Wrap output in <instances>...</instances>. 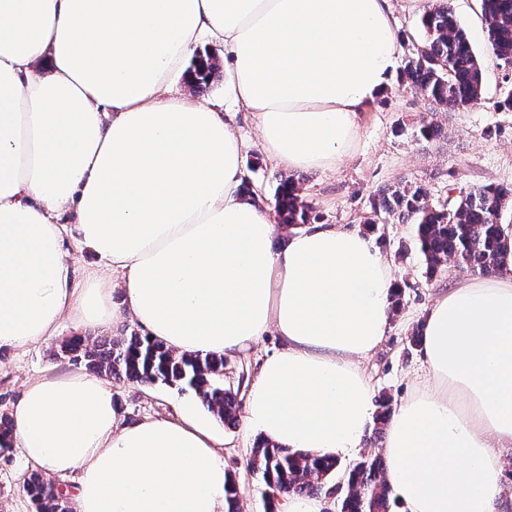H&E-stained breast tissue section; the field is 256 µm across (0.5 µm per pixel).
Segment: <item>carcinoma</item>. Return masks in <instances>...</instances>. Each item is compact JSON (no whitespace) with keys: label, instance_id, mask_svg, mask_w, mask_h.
I'll list each match as a JSON object with an SVG mask.
<instances>
[{"label":"carcinoma","instance_id":"cac0c4a2","mask_svg":"<svg viewBox=\"0 0 512 512\" xmlns=\"http://www.w3.org/2000/svg\"><path fill=\"white\" fill-rule=\"evenodd\" d=\"M488 22L487 45L504 63L512 65V0H481ZM424 42L409 58L401 83L420 91L444 109L463 110L481 99L483 71L467 32L456 20L448 0H432L421 16ZM219 65L206 57L196 72V85H209ZM512 188L487 185L471 189L445 207L427 202V191L409 187L386 191L374 204L370 228L397 220L414 224V241L429 275L447 261L483 276L503 271L512 263V238L500 223V214ZM280 223L290 226L310 222V206L299 196L296 181L280 183L274 199ZM54 356L84 367L93 374L142 385L165 384L192 390L224 425L238 421L237 394L224 387V356L173 353L162 342L133 333L120 339L90 340L71 336L60 342ZM374 427L381 429L391 415L386 397L376 401ZM13 424L0 415V456L12 451ZM248 467L270 490L308 494L326 503V512H397L400 505L384 479L379 455H363L348 467L316 455L297 456L263 439L256 442ZM34 512H73L63 488L31 469L21 484Z\"/></svg>","mask_w":512,"mask_h":512}]
</instances>
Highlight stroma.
Returning a JSON list of instances; mask_svg holds the SVG:
<instances>
[{"instance_id": "obj_1", "label": "stroma", "mask_w": 512, "mask_h": 512, "mask_svg": "<svg viewBox=\"0 0 512 512\" xmlns=\"http://www.w3.org/2000/svg\"><path fill=\"white\" fill-rule=\"evenodd\" d=\"M460 24L473 35L484 75L481 99L462 111L438 108L420 92L392 81L361 112L358 135L351 155L336 170H311L297 174L300 194L313 211L316 223L334 224L367 232L371 243L391 263L403 298L391 329L378 351L361 367L375 395H388L400 405L416 383L427 377L420 350L411 334L420 326L434 301L449 290L475 282L476 277L455 263L427 275L417 251L410 223L379 225L368 231L365 220L372 204L389 187L419 185L429 203L439 207L471 188L494 184L512 187V112L499 109L505 88L512 86V68L504 65L487 47V23L480 0H450ZM426 0H396L399 64H406L424 40L419 25ZM236 135L250 148L243 158V178L258 189L264 204H272L280 180L289 173L262 150L259 132L245 111L230 115ZM435 124L428 139L417 137L421 121ZM71 320H64L54 336L18 350H0V412H8L27 383L44 376L71 372L68 363L52 357V350L66 337L77 335ZM280 346L274 333H266L247 353L225 358L224 383L247 397L256 379L258 363ZM112 390L124 420L176 416L181 405H199L194 392L162 384L143 386L112 381ZM255 432L244 426L225 430L221 453L224 465L238 489L240 512H267L263 485L247 467ZM28 466L20 453L0 460V512H31L19 489Z\"/></svg>"}]
</instances>
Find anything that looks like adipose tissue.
I'll return each instance as SVG.
<instances>
[{
    "instance_id": "adipose-tissue-1",
    "label": "adipose tissue",
    "mask_w": 512,
    "mask_h": 512,
    "mask_svg": "<svg viewBox=\"0 0 512 512\" xmlns=\"http://www.w3.org/2000/svg\"><path fill=\"white\" fill-rule=\"evenodd\" d=\"M223 44L235 104L269 158L335 168L398 60L392 0H0V349L63 319L107 332L131 316L179 353L235 355L275 332L244 422L297 453L364 448L374 390L360 367L392 321L391 267L333 224L273 247L244 187L248 149L187 88ZM109 268L76 277L71 249ZM121 293L113 303V293ZM429 383L386 429L402 512H506L512 446V276L456 288L421 327ZM13 445L45 474H77L76 512H225L215 419L124 422L81 372L28 383Z\"/></svg>"
}]
</instances>
